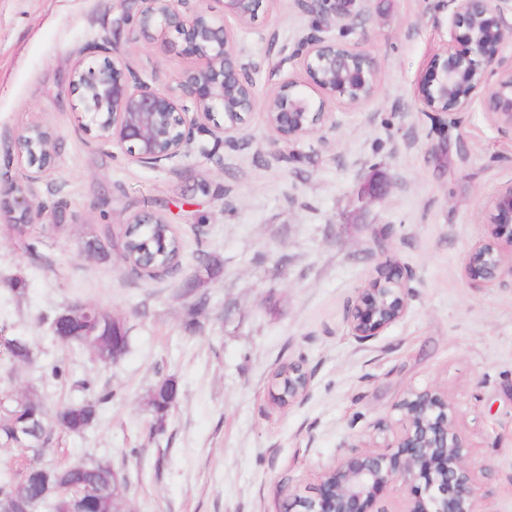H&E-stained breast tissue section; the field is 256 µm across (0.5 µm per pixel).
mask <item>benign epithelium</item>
Segmentation results:
<instances>
[{
    "label": "benign epithelium",
    "instance_id": "obj_1",
    "mask_svg": "<svg viewBox=\"0 0 512 512\" xmlns=\"http://www.w3.org/2000/svg\"><path fill=\"white\" fill-rule=\"evenodd\" d=\"M498 0H448L451 14L448 40L422 74L416 98L424 112L453 114L482 104L489 120L512 131V63L500 52L512 41L509 2ZM135 9L122 22L147 37L165 41L174 34L183 56L197 62L181 81L176 96L148 81L128 79L117 57L79 60L71 75L72 92L82 111L91 118L96 138L116 145L138 161L157 165L196 151L210 154L195 140V132L211 122L228 143L235 141L246 117L257 106L246 65L236 54L233 38L224 24L231 16L241 24L258 18L273 0H220L222 15L212 14L204 0H134ZM350 0H305L304 7L321 19L320 26L299 44L296 55L321 100L314 103L285 80L264 103L268 125L281 141L290 144L322 130L330 120L327 100L345 99L367 104L378 96L373 59L321 35L323 26L336 19L351 26L355 16L345 9ZM222 119H217V116ZM41 126L21 130L15 140L36 173L46 172L53 160H44ZM10 212L16 224L27 223L33 202L27 189L12 184ZM494 220L487 236L475 243L464 260L466 277L480 285L512 280V183L490 199ZM410 288L399 272L376 276L360 289L348 309L347 325L360 343L375 339L407 313ZM59 336H81L95 357H100L102 336L112 337V360L124 354L120 337L124 322L109 315L99 320L86 307H74L59 317ZM311 374L299 364H288V404L307 395ZM407 420L396 436L390 454L359 450L352 445L321 474L315 495L298 500L300 512H372L379 493L395 485L407 495L404 512H478L480 487L473 478L477 464L454 427L455 409L448 397L433 388L411 390L397 405ZM0 512H29L22 492L0 502Z\"/></svg>",
    "mask_w": 512,
    "mask_h": 512
}]
</instances>
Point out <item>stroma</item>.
Returning <instances> with one entry per match:
<instances>
[{"label":"stroma","mask_w":512,"mask_h":512,"mask_svg":"<svg viewBox=\"0 0 512 512\" xmlns=\"http://www.w3.org/2000/svg\"><path fill=\"white\" fill-rule=\"evenodd\" d=\"M354 9L353 28L323 34L376 62V102L329 103L335 127L288 145L258 110L234 144L206 134L208 155L150 167L96 141L72 69L104 44L126 73L173 91L192 67L179 39L151 46L116 29L122 0H0V176L28 183L36 206L22 238L0 216V336L34 351L30 365L0 352V390L36 393L52 412L101 401L83 434L52 429L41 461L108 463L134 512H284L313 496L347 446L387 449L400 400L432 387L453 402L479 464V512H512V282L463 274L492 221L490 196L512 183V133L479 106L451 119L419 109L418 79L448 38L445 0ZM314 23L300 0H276L233 24L259 100L289 77L309 90L295 51ZM35 124L57 139L54 171L32 182L15 138ZM137 213L171 225L176 270L123 263V226ZM91 240L105 255L87 252ZM386 261L410 277L407 313L362 344L348 306ZM76 302L124 320L118 361L54 339L52 318ZM290 362L312 380L282 408L270 391ZM164 378L179 401L159 428L148 398Z\"/></svg>","instance_id":"stroma-1"}]
</instances>
